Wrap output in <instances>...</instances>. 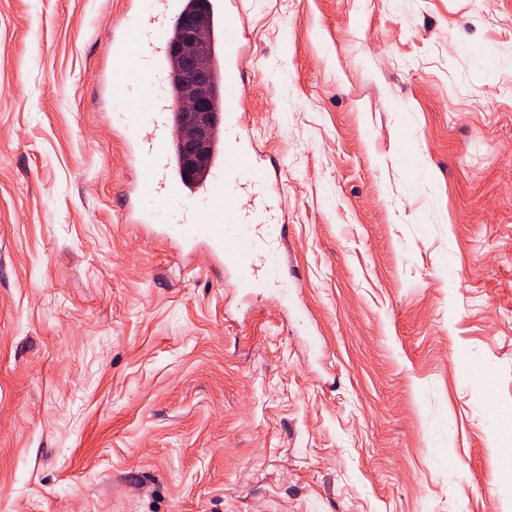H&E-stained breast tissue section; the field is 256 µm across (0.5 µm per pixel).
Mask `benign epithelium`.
Masks as SVG:
<instances>
[{"instance_id": "benign-epithelium-1", "label": "benign epithelium", "mask_w": 512, "mask_h": 512, "mask_svg": "<svg viewBox=\"0 0 512 512\" xmlns=\"http://www.w3.org/2000/svg\"><path fill=\"white\" fill-rule=\"evenodd\" d=\"M208 42V24L201 11L185 27L182 39L172 47L173 55L184 67V94L178 103L181 123L176 128L175 139L181 148L183 170L188 176L206 165L215 131L209 100L213 83Z\"/></svg>"}]
</instances>
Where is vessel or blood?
Instances as JSON below:
<instances>
[{
  "mask_svg": "<svg viewBox=\"0 0 512 512\" xmlns=\"http://www.w3.org/2000/svg\"><path fill=\"white\" fill-rule=\"evenodd\" d=\"M185 8L184 0H159L151 13H124L112 25V60L97 73L102 92L153 98L151 111L112 115L124 156L138 174L123 204V217L145 226L183 257L207 250L223 275L235 277L241 287L285 288L279 174L261 165L254 135L242 122L248 80L239 58L248 36L241 0H209L206 6L218 127L207 166L188 180L181 174L171 137L178 114L173 109L169 48ZM147 196L160 205L176 203L178 223H155L153 212L142 204Z\"/></svg>",
  "mask_w": 512,
  "mask_h": 512,
  "instance_id": "1",
  "label": "vessel or blood"
}]
</instances>
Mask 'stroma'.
Wrapping results in <instances>:
<instances>
[{
  "label": "stroma",
  "mask_w": 512,
  "mask_h": 512,
  "mask_svg": "<svg viewBox=\"0 0 512 512\" xmlns=\"http://www.w3.org/2000/svg\"><path fill=\"white\" fill-rule=\"evenodd\" d=\"M121 4L0 0V512H507L512 0H243L250 300L122 221Z\"/></svg>",
  "instance_id": "stroma-1"
}]
</instances>
